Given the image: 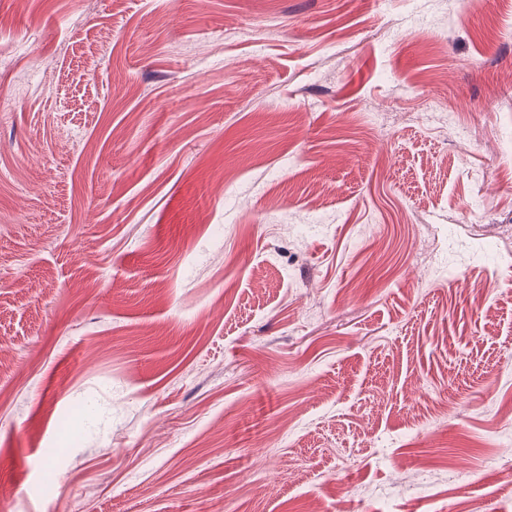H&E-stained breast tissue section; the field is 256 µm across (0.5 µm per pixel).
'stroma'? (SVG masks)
<instances>
[{
  "instance_id": "stroma-1",
  "label": "stroma",
  "mask_w": 512,
  "mask_h": 512,
  "mask_svg": "<svg viewBox=\"0 0 512 512\" xmlns=\"http://www.w3.org/2000/svg\"><path fill=\"white\" fill-rule=\"evenodd\" d=\"M0 10V512H512V0Z\"/></svg>"
}]
</instances>
